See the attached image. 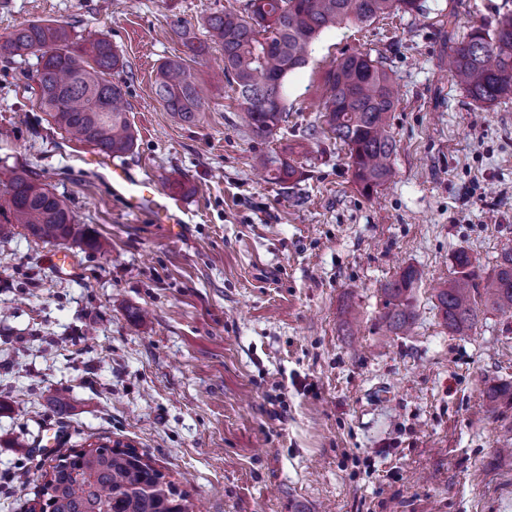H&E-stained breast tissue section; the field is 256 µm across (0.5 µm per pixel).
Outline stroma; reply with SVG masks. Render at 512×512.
I'll use <instances>...</instances> for the list:
<instances>
[{"label": "stroma", "instance_id": "35a3bbf8", "mask_svg": "<svg viewBox=\"0 0 512 512\" xmlns=\"http://www.w3.org/2000/svg\"><path fill=\"white\" fill-rule=\"evenodd\" d=\"M230 2L246 0H0V36L41 20L111 41L138 138L117 163L182 219L128 210L93 147L40 111L36 56L0 57V172L26 166L81 232L58 245L17 227L0 252V512H28L53 458L109 440L184 481L201 512H512V402L484 412L488 387L512 385V317L486 311L459 336L436 307L455 252L487 275L512 248V98L477 104L445 65L449 36L512 0H419L323 31L265 139L210 82L224 51L203 20ZM176 19L209 45L192 124L153 87L181 50ZM355 51L399 98L395 177L369 197L322 117L325 74ZM267 152L290 181L256 175ZM408 266L417 317L394 335L383 288ZM256 167L267 179L276 184L286 183L296 174V169L276 153L262 154L256 159Z\"/></svg>", "mask_w": 512, "mask_h": 512}]
</instances>
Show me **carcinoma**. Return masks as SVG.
<instances>
[{"label": "carcinoma", "instance_id": "cac0c4a2", "mask_svg": "<svg viewBox=\"0 0 512 512\" xmlns=\"http://www.w3.org/2000/svg\"><path fill=\"white\" fill-rule=\"evenodd\" d=\"M419 10L418 0H248L246 9L228 6L204 18L213 42L224 50V69L214 75L234 86L238 106L257 138H267L285 115L283 85L288 74L305 65L311 43L328 28L350 20L367 23L393 11ZM181 54L161 64L155 95L186 123L197 120L205 104L203 87L190 63L206 46L181 21H174ZM448 71L474 101L491 105L512 96V13L495 25H474L461 40L449 38ZM34 54L40 63L35 82L39 108L74 141L105 156L133 151L135 131L123 109V87L107 75L124 66L106 38L74 39L64 25L30 21L0 37V56ZM397 98L383 65L362 52L341 57L324 78L325 123L347 146L349 168L361 193L371 195L394 177V140L389 114ZM256 167L276 184L296 169L276 153L262 154ZM0 242L18 224L45 242L63 244L75 234L74 211L61 196L32 180L27 171L10 169L0 178ZM455 276L437 294L448 332L464 336L476 324L479 308L512 311V249H506L493 273L480 278L464 250L454 255ZM418 272L407 267L383 288L388 330L404 331L416 317L412 288ZM485 412L512 399V387L497 386L487 395ZM51 486L37 493L39 507L28 512H195L190 493L167 478L154 463L133 453L100 445L89 452L62 455L52 466Z\"/></svg>", "mask_w": 512, "mask_h": 512}]
</instances>
